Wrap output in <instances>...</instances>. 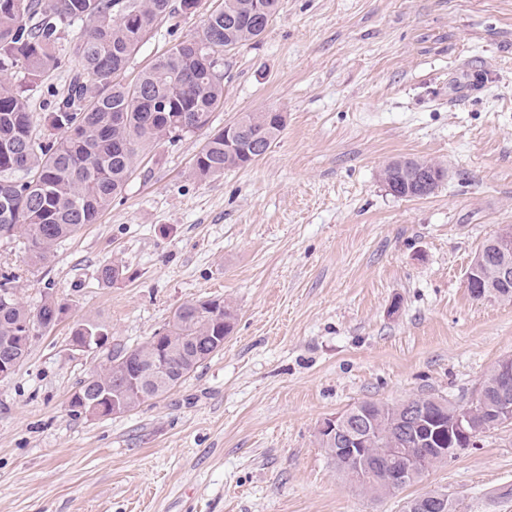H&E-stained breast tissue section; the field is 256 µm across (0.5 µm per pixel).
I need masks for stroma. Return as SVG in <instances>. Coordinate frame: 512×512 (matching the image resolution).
<instances>
[{"instance_id":"stroma-1","label":"stroma","mask_w":512,"mask_h":512,"mask_svg":"<svg viewBox=\"0 0 512 512\" xmlns=\"http://www.w3.org/2000/svg\"><path fill=\"white\" fill-rule=\"evenodd\" d=\"M217 0L162 19L135 80ZM275 109L260 160L200 180L205 132L146 150L123 193L49 261L0 240L30 308L69 312L0 381V512H405L439 490L463 512H512V425L391 496L356 487L317 426L363 401L457 403L512 355V300L464 285L482 244L512 225V0H282L258 43L224 53L213 128ZM424 158L448 177L424 198L381 171ZM124 275L105 285L102 265ZM221 298L223 350L125 414L73 415L70 396L113 350L154 336L183 303ZM102 348L71 346L76 323ZM97 334V336H95ZM73 339L77 340L79 343H84L86 336L85 344H78L72 342L71 345L75 350L79 351H89L92 349L101 348L108 339V331L107 328L99 324L97 322L87 321L82 324H77L72 331ZM93 336V338H91ZM91 341H93L96 346L91 345Z\"/></svg>"}]
</instances>
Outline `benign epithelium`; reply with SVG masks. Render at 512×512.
Returning <instances> with one entry per match:
<instances>
[{"label":"benign epithelium","mask_w":512,"mask_h":512,"mask_svg":"<svg viewBox=\"0 0 512 512\" xmlns=\"http://www.w3.org/2000/svg\"><path fill=\"white\" fill-rule=\"evenodd\" d=\"M512 247V226L504 225L496 234L492 249L477 253L469 266L465 285L473 289L474 295L480 298H492L482 286L481 269L492 268L496 277L504 285L512 284V264L503 256V251ZM365 414L361 408L350 412L339 413L324 419L317 428V433L332 444L339 445L336 453L354 467L353 477L360 485L379 483L394 493L405 486L413 474L426 472L430 466L439 461L454 458L470 448L477 446L480 437L492 426L509 425L512 423V396L507 391L501 392V401L497 406V416L488 424H479L470 410L448 412V447L435 448L425 456L414 455L409 449L398 444L387 449V456L393 459L388 469L380 474L377 467L359 465V461L367 458L365 447L369 444L372 430L364 421ZM448 493L435 492L425 496L407 507L409 512H447Z\"/></svg>","instance_id":"obj_1"}]
</instances>
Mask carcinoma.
Listing matches in <instances>:
<instances>
[{"label":"carcinoma","instance_id":"cac0c4a2","mask_svg":"<svg viewBox=\"0 0 512 512\" xmlns=\"http://www.w3.org/2000/svg\"><path fill=\"white\" fill-rule=\"evenodd\" d=\"M282 0H223L204 21L201 33L183 39L158 56L134 83L123 81L132 55L161 18H174L190 4L176 7L172 0H0V239H25L28 258L44 263L62 239L85 224L97 222L101 212L124 190L140 153L160 142H174L175 133L209 129L210 117L224 99L223 52L259 41L281 10ZM79 28L74 47L79 66L70 70L67 88L50 93L45 124L52 130L36 132L27 89L11 82L21 73L36 85L65 66L59 44L66 32ZM241 142L224 140V129L207 135L196 156L193 174L206 180L224 170L247 166L262 158L286 126L276 110L250 112L240 120ZM433 171L445 180L447 170L427 160L388 163L382 180L390 193L401 198H423L417 187L419 172ZM15 276L0 274V354L20 361L29 355L22 337L29 326L49 323L65 303L47 297L34 310L17 297ZM235 323L232 307L218 299L189 301L181 305L165 330L167 347L148 340L131 350L120 349L104 368L79 386L71 407L87 396L99 400L101 416L112 415V379L126 380L158 361L168 375L191 374L202 362L191 358L201 336L220 343ZM106 336L97 322L78 324L73 339ZM131 353L137 364L126 372L115 360ZM502 382L491 369L482 382L484 402L476 411L485 418ZM172 387H153L144 396L139 388H126L130 409L158 397ZM434 398L420 397L401 403L366 402L374 427L369 456L377 462L383 450L398 437L399 418L408 407L432 405Z\"/></svg>","mask_w":512,"mask_h":512}]
</instances>
